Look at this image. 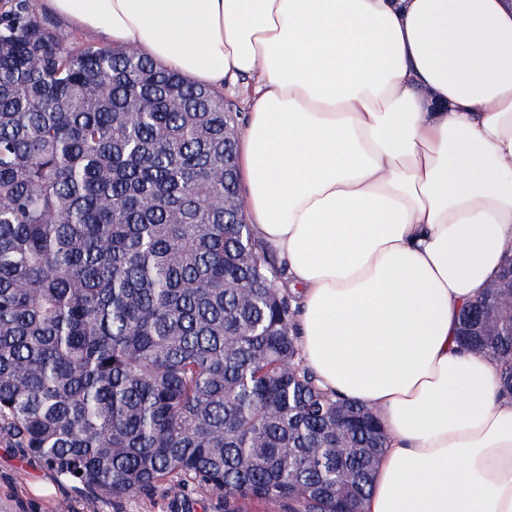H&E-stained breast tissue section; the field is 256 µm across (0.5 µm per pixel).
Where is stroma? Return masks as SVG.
<instances>
[{
  "label": "stroma",
  "mask_w": 512,
  "mask_h": 512,
  "mask_svg": "<svg viewBox=\"0 0 512 512\" xmlns=\"http://www.w3.org/2000/svg\"><path fill=\"white\" fill-rule=\"evenodd\" d=\"M0 512H224L219 494L178 486L112 499L78 492L23 449L0 441Z\"/></svg>",
  "instance_id": "35a3bbf8"
}]
</instances>
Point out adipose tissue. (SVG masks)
<instances>
[{"instance_id":"1","label":"adipose tissue","mask_w":512,"mask_h":512,"mask_svg":"<svg viewBox=\"0 0 512 512\" xmlns=\"http://www.w3.org/2000/svg\"><path fill=\"white\" fill-rule=\"evenodd\" d=\"M190 80H252L254 235L320 386L388 437L363 512H512V396L461 349L512 259V0H42Z\"/></svg>"}]
</instances>
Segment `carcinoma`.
<instances>
[{
	"label": "carcinoma",
	"instance_id": "cac0c4a2",
	"mask_svg": "<svg viewBox=\"0 0 512 512\" xmlns=\"http://www.w3.org/2000/svg\"><path fill=\"white\" fill-rule=\"evenodd\" d=\"M237 113L127 47L0 0V440L121 499L362 512L387 439L304 364L283 269L238 204ZM502 288L459 339L512 395Z\"/></svg>",
	"mask_w": 512,
	"mask_h": 512
}]
</instances>
